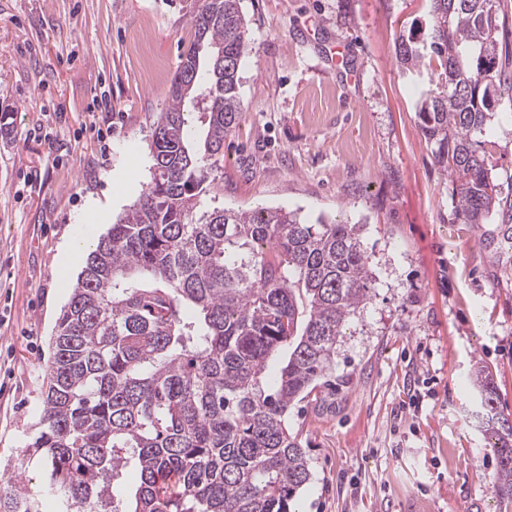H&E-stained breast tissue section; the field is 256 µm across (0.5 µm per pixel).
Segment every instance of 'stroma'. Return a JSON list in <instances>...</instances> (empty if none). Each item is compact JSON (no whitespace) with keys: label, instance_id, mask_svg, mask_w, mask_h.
I'll return each instance as SVG.
<instances>
[{"label":"stroma","instance_id":"stroma-1","mask_svg":"<svg viewBox=\"0 0 512 512\" xmlns=\"http://www.w3.org/2000/svg\"><path fill=\"white\" fill-rule=\"evenodd\" d=\"M242 110L218 205L363 225L371 298L336 346L328 395L288 411L307 452L302 512H496L472 417L488 366L512 418V249L451 223L452 177L417 116L432 67L401 64L429 0H240ZM193 38L187 0H0V469L34 433L51 338L95 242L151 180L153 123ZM512 197V102L474 133Z\"/></svg>","mask_w":512,"mask_h":512}]
</instances>
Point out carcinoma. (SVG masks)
<instances>
[{
  "label": "carcinoma",
  "mask_w": 512,
  "mask_h": 512,
  "mask_svg": "<svg viewBox=\"0 0 512 512\" xmlns=\"http://www.w3.org/2000/svg\"><path fill=\"white\" fill-rule=\"evenodd\" d=\"M421 43L441 71L418 116L453 176L454 221L512 211L471 138L512 73L499 66L500 0H430ZM194 38L153 124L151 182L88 254L53 336L36 433L0 512H298L310 478L288 409L326 385L344 327L370 300L363 225L307 224L283 207L200 209L238 112L249 44L240 0H191ZM473 383L512 512V421L488 369ZM139 474L125 495L120 479Z\"/></svg>",
  "instance_id": "obj_1"
}]
</instances>
